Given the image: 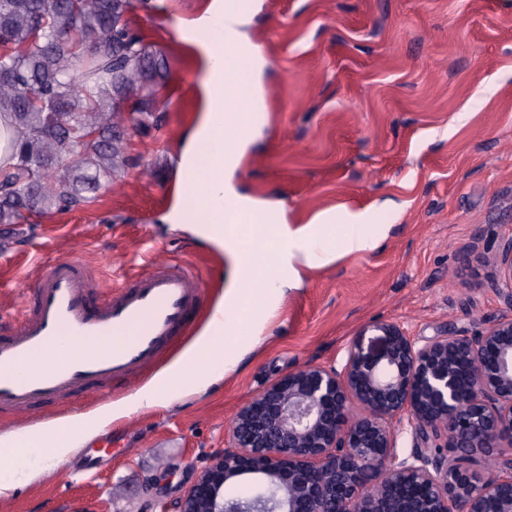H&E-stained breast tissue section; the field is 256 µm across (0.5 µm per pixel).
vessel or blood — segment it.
Instances as JSON below:
<instances>
[{"label": "vessel or blood", "instance_id": "vessel-or-blood-1", "mask_svg": "<svg viewBox=\"0 0 512 512\" xmlns=\"http://www.w3.org/2000/svg\"><path fill=\"white\" fill-rule=\"evenodd\" d=\"M202 287L192 270L164 268L99 301L80 262L55 261L39 280L31 312L0 335V412L18 415L88 385L106 400L112 379L134 384L186 326ZM53 346L60 361L30 369L32 357Z\"/></svg>", "mask_w": 512, "mask_h": 512}]
</instances>
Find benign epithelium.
<instances>
[{"label": "benign epithelium", "mask_w": 512, "mask_h": 512, "mask_svg": "<svg viewBox=\"0 0 512 512\" xmlns=\"http://www.w3.org/2000/svg\"><path fill=\"white\" fill-rule=\"evenodd\" d=\"M494 281L512 304V238ZM377 329L381 354L354 351L340 371L307 365L242 406L176 512H512V318L422 344L397 325ZM404 424L417 442L407 455ZM486 453L501 461L479 477L465 461ZM241 475L274 487V500L225 495Z\"/></svg>", "instance_id": "7a95c632"}]
</instances>
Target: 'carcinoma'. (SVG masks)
Segmentation results:
<instances>
[{
	"instance_id": "cac0c4a2",
	"label": "carcinoma",
	"mask_w": 512,
	"mask_h": 512,
	"mask_svg": "<svg viewBox=\"0 0 512 512\" xmlns=\"http://www.w3.org/2000/svg\"><path fill=\"white\" fill-rule=\"evenodd\" d=\"M134 8L135 0H0V114L19 132L17 164L0 171V224L69 211L121 179L129 158L112 137L152 116L169 74L124 20ZM129 68L140 75L134 98L125 94ZM47 182L55 190L42 189Z\"/></svg>"
}]
</instances>
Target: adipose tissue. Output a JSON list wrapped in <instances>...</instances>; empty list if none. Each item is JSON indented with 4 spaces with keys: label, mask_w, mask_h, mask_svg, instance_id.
Returning <instances> with one entry per match:
<instances>
[{
    "label": "adipose tissue",
    "mask_w": 512,
    "mask_h": 512,
    "mask_svg": "<svg viewBox=\"0 0 512 512\" xmlns=\"http://www.w3.org/2000/svg\"><path fill=\"white\" fill-rule=\"evenodd\" d=\"M252 0H213L194 31L204 58L200 88L203 113L179 158V169L195 190L184 198L201 224L196 233L227 249L235 272L230 285L206 327L136 399L137 405L154 406L186 394L188 385H200L213 373L236 366L251 349L237 341L241 323L261 330L276 311L285 287L298 272L293 265L303 256L309 265H327L350 255L374 249L376 238L367 234L368 213L331 211L316 213L307 223L289 224L273 209L232 192L226 177L238 169L243 151L255 134L264 99L251 79L261 55L243 39L238 26L250 13ZM233 206L246 220L242 236H217L212 225L223 223L225 206ZM97 416L79 417L58 427L53 435L32 428L17 438L0 442V493L19 481L21 463L52 445L54 464L65 462L74 441L100 424Z\"/></svg>",
    "instance_id": "adipose-tissue-1"
}]
</instances>
